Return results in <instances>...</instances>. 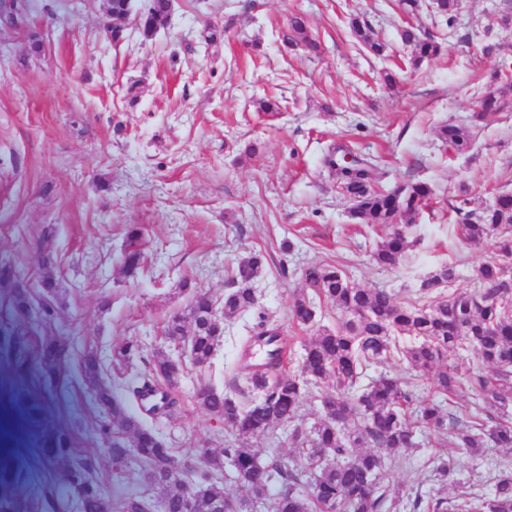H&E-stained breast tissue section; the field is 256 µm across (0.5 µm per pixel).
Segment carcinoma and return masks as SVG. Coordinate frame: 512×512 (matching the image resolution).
<instances>
[{
    "label": "carcinoma",
    "instance_id": "obj_1",
    "mask_svg": "<svg viewBox=\"0 0 512 512\" xmlns=\"http://www.w3.org/2000/svg\"><path fill=\"white\" fill-rule=\"evenodd\" d=\"M141 9L139 29L147 39L154 33L152 17L164 11V3L146 0ZM350 26L373 55L387 52V44L375 37L364 18L352 17ZM290 30L287 42L316 48L303 18L294 17ZM403 39L412 48L414 66L440 52V45L429 36L407 30ZM506 105L495 76L486 87L482 110L473 114L472 121L478 123ZM440 136L459 153L471 147L470 132L462 127L446 125ZM346 155L354 160L350 168L342 167L341 158ZM325 163L336 170L337 184L351 202L350 216L356 223L393 228L376 244L371 259L382 268L397 266L409 246L406 220L424 204L430 187L416 182L376 190L372 179L375 160L347 147L329 154ZM456 212L461 214L459 228L466 242L493 241L494 255L475 269L479 288L455 289L456 269L448 264L422 280L416 297L405 302L385 288L355 286L336 265L307 266L302 272L305 288L294 294L291 318L304 327L316 324V306L308 296L312 291L339 312L336 327L317 328L303 343L300 371L288 373L282 368L277 328L258 322L254 342L264 344L266 360L244 374L247 399L238 401L208 385L194 394L198 406L224 420L243 438L220 454L204 449L205 469L180 464L173 449L130 411L156 396L164 409L178 404L171 393L177 370L167 355L157 356L147 372L124 388V398L118 399L100 358L92 351L85 353L82 379L101 409L112 415V421L104 420L101 425L102 432L112 434V457L121 460L132 453L145 464L139 480L159 491L166 512H242L266 498L274 487L277 493L269 512H313L317 507L321 512H391L396 502L384 483L383 458L374 449L412 452L418 446L417 432L422 430L447 437L450 446L473 456L489 448H512V425L499 418L512 405V193H501L493 203L471 210L458 207ZM128 237L123 264L133 272L142 259L137 247L139 228L130 227ZM263 265L259 252L237 263L234 288L224 295V321L231 323L256 307L253 285ZM1 284L9 292L11 316L26 317L33 301L31 289L4 268L0 269ZM211 302L208 293L191 290L188 316L176 313L165 327L167 339L177 343L184 338V322L191 321L190 360L202 371L224 336V328L210 315ZM463 352L472 353L475 362L463 363ZM0 359L16 376L48 387L30 401L20 396L29 420L39 428L46 486L34 495L18 491L13 456H0V512H57L60 485L78 495L81 512H149L151 499L143 495L115 500L105 496L84 461L71 462L62 473L57 470L60 461L73 457L74 442L66 430L45 427L44 415L55 402V386L69 382L70 344L57 336L44 334L35 340L15 329L0 330ZM392 362L405 365L406 376L386 370ZM424 380L432 381L441 399L420 397ZM325 381L333 383L336 394H321ZM460 389L472 395L464 420L452 401ZM314 391L320 398L321 417L309 431L292 429L290 441L298 454L289 462L262 459L247 440L264 439L279 425L294 422ZM122 435L131 437V445L121 441ZM456 467V456L441 455L434 476L445 485ZM229 482L241 484L250 498L229 495ZM420 508L423 512H512V473L504 475L485 497L460 494L450 498L440 487L425 501L415 499L413 509Z\"/></svg>",
    "mask_w": 512,
    "mask_h": 512
}]
</instances>
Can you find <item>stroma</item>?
I'll use <instances>...</instances> for the list:
<instances>
[{
	"mask_svg": "<svg viewBox=\"0 0 512 512\" xmlns=\"http://www.w3.org/2000/svg\"><path fill=\"white\" fill-rule=\"evenodd\" d=\"M420 2L409 16L399 0H174L151 39L131 23L117 45L102 31L101 0H0V265L34 285L52 249L56 313L45 329L75 353L96 349L114 386L157 353L181 359L179 403L151 425L191 467L203 464L201 449L237 439L192 395L203 377L236 395L244 350L253 363L264 359L259 345L246 343L258 319L279 328L284 368L298 372L311 332L291 321L289 309L309 264L338 265L357 286L402 300L445 263L457 268V288L478 286L475 269L492 246L467 244L455 209L512 191V108L471 122L486 84L512 65V23L504 21L512 5L460 0L450 25L432 0ZM357 14L387 44L386 56H372L350 31ZM296 16L317 51L286 43ZM410 25L435 36L439 56L411 64L401 38ZM487 44L497 53L482 54ZM388 71L396 75L390 85ZM267 100L276 111L261 109ZM446 124L471 126L469 151L443 143ZM337 145L377 160L386 172L380 189L431 186L396 268L372 261L386 228L354 223L335 173L323 165ZM133 224L144 232L143 263L130 272L122 255ZM255 251L265 257L256 309L226 326L209 368L198 371L163 333L166 317L187 309L180 283L190 279L223 299L233 268ZM122 347L129 359H116ZM20 390L0 362V451L19 459L23 482L36 490L43 483L38 433L13 404ZM101 418L76 379L45 422L76 437L104 494L150 493L128 485L140 464L113 460ZM420 441L415 453L383 454L385 483L400 494L397 512H412L416 470L432 469L449 451L443 436ZM457 458L452 497L489 493L512 472L509 449Z\"/></svg>",
	"mask_w": 512,
	"mask_h": 512,
	"instance_id": "stroma-1",
	"label": "stroma"
}]
</instances>
